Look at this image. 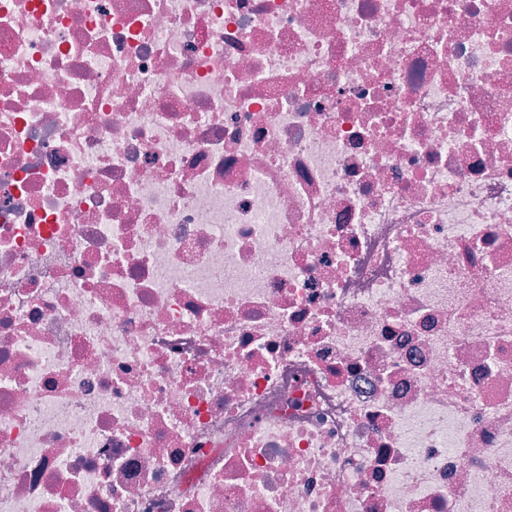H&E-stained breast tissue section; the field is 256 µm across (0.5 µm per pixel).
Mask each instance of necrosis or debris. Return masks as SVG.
Instances as JSON below:
<instances>
[{
    "label": "necrosis or debris",
    "mask_w": 512,
    "mask_h": 512,
    "mask_svg": "<svg viewBox=\"0 0 512 512\" xmlns=\"http://www.w3.org/2000/svg\"><path fill=\"white\" fill-rule=\"evenodd\" d=\"M0 512H512V0H0Z\"/></svg>",
    "instance_id": "obj_1"
}]
</instances>
